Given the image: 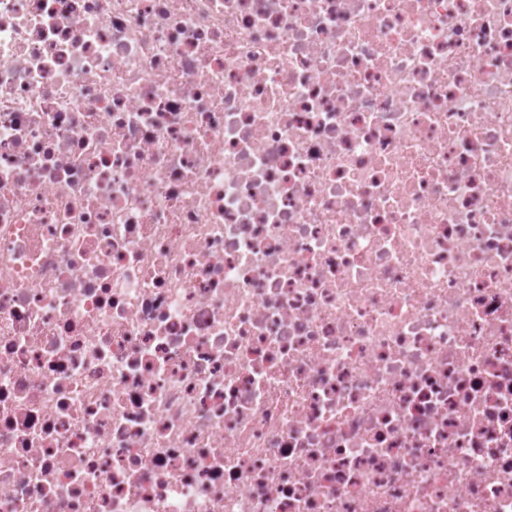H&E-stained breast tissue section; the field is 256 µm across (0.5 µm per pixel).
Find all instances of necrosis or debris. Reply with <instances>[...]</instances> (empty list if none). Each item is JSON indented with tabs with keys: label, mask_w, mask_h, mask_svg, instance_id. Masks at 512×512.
<instances>
[{
	"label": "necrosis or debris",
	"mask_w": 512,
	"mask_h": 512,
	"mask_svg": "<svg viewBox=\"0 0 512 512\" xmlns=\"http://www.w3.org/2000/svg\"><path fill=\"white\" fill-rule=\"evenodd\" d=\"M0 512H512V0H0Z\"/></svg>",
	"instance_id": "1"
}]
</instances>
